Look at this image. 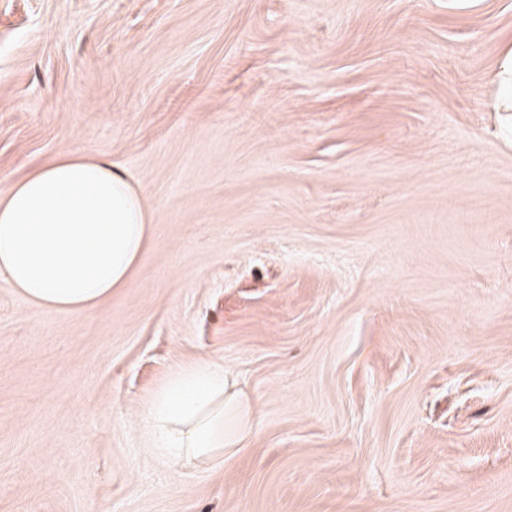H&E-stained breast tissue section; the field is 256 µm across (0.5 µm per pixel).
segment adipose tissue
<instances>
[{"mask_svg": "<svg viewBox=\"0 0 512 512\" xmlns=\"http://www.w3.org/2000/svg\"><path fill=\"white\" fill-rule=\"evenodd\" d=\"M151 217L128 179L103 161L56 159L0 183V280L52 311L83 313L126 285ZM222 367L176 370L145 422L152 451L180 466L216 463L242 440V410Z\"/></svg>", "mask_w": 512, "mask_h": 512, "instance_id": "adipose-tissue-1", "label": "adipose tissue"}]
</instances>
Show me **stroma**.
Listing matches in <instances>:
<instances>
[{
  "label": "stroma",
  "instance_id": "stroma-1",
  "mask_svg": "<svg viewBox=\"0 0 512 512\" xmlns=\"http://www.w3.org/2000/svg\"><path fill=\"white\" fill-rule=\"evenodd\" d=\"M512 0H0V180L152 214L85 313L0 282V512H512ZM199 362L223 462L150 452ZM499 98L498 111L512 110V47H508L499 61ZM228 387L220 366L200 363L176 370L150 402L149 449L180 466L224 460V450L243 440L242 410Z\"/></svg>",
  "mask_w": 512,
  "mask_h": 512
}]
</instances>
